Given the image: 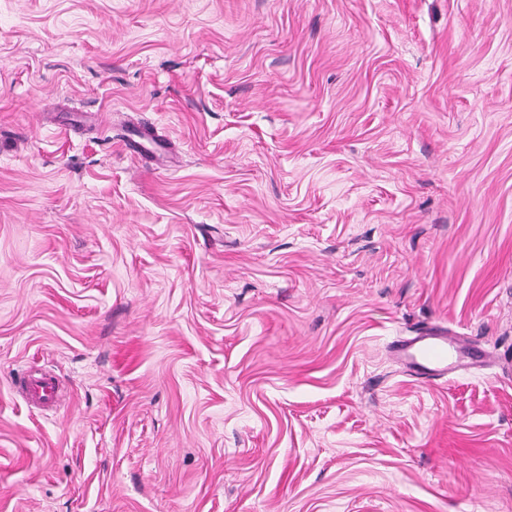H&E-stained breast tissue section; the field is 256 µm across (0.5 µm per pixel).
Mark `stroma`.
Wrapping results in <instances>:
<instances>
[{"label": "stroma", "instance_id": "obj_1", "mask_svg": "<svg viewBox=\"0 0 512 512\" xmlns=\"http://www.w3.org/2000/svg\"><path fill=\"white\" fill-rule=\"evenodd\" d=\"M0 512H512V0H0ZM391 352L410 376L422 378L450 377L480 361L471 356L459 336L438 327L394 341ZM16 387L29 403L43 407L52 404L58 392L55 376L43 373L36 377L32 371H26L18 376Z\"/></svg>", "mask_w": 512, "mask_h": 512}]
</instances>
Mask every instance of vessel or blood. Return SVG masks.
Here are the masks:
<instances>
[{"label":"vessel or blood","instance_id":"obj_1","mask_svg":"<svg viewBox=\"0 0 512 512\" xmlns=\"http://www.w3.org/2000/svg\"><path fill=\"white\" fill-rule=\"evenodd\" d=\"M391 352L410 375L422 378L449 377L474 362L460 337L438 327L394 341ZM16 387L29 403L43 407L52 404L58 392L56 377L48 373L25 372L17 377Z\"/></svg>","mask_w":512,"mask_h":512}]
</instances>
